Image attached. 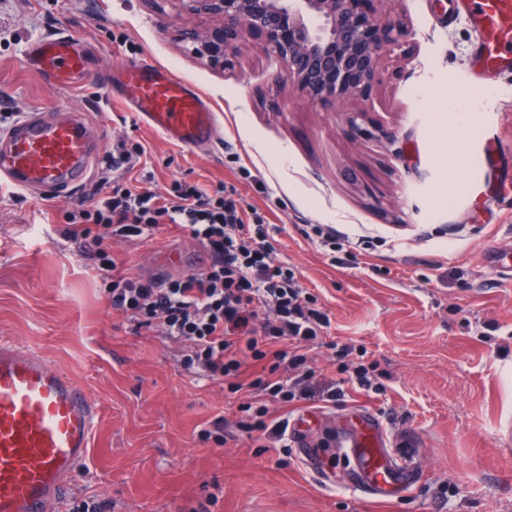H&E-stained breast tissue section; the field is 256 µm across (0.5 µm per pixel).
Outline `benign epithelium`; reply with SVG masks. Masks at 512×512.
Segmentation results:
<instances>
[{
	"instance_id": "obj_1",
	"label": "benign epithelium",
	"mask_w": 512,
	"mask_h": 512,
	"mask_svg": "<svg viewBox=\"0 0 512 512\" xmlns=\"http://www.w3.org/2000/svg\"><path fill=\"white\" fill-rule=\"evenodd\" d=\"M182 11L210 21L179 41L222 71L252 37L288 69V78L317 103L369 97L382 54L408 36L404 22L366 9L371 0H177Z\"/></svg>"
}]
</instances>
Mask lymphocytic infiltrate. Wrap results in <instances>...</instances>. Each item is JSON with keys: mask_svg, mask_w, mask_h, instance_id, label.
Returning <instances> with one entry per match:
<instances>
[{"mask_svg": "<svg viewBox=\"0 0 512 512\" xmlns=\"http://www.w3.org/2000/svg\"><path fill=\"white\" fill-rule=\"evenodd\" d=\"M145 153L117 142L106 158L110 191L93 190L65 213L63 233L91 245L113 309L137 327L162 328L180 344L186 368L249 396L238 426L257 443L286 434L287 419L274 418L272 407L317 396L333 404L350 386L379 392L374 365L352 361L353 346L328 341L327 311L294 267L275 260L265 215L223 183L176 181L162 195L137 185L131 174ZM164 225L202 244L211 263L160 284L113 252V241L146 239ZM321 342L342 365L340 379L317 393L310 349Z\"/></svg>", "mask_w": 512, "mask_h": 512, "instance_id": "f902f5d3", "label": "lymphocytic infiltrate"}]
</instances>
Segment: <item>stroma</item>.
I'll return each mask as SVG.
<instances>
[{
    "label": "stroma",
    "instance_id": "obj_1",
    "mask_svg": "<svg viewBox=\"0 0 512 512\" xmlns=\"http://www.w3.org/2000/svg\"><path fill=\"white\" fill-rule=\"evenodd\" d=\"M411 34L380 61L368 100L324 107L282 80L281 61L258 38L216 71L176 39L197 21L173 0H0V130L32 110L88 114L100 143L91 184L110 189L103 158L123 139L150 155L151 188L199 179L235 186L274 225L277 260L300 272L331 318L338 343L366 348L382 394L300 401L292 419L320 416L312 442H328L351 412L378 413L389 451L419 469L415 490L367 501L341 473L324 485L296 453L258 448L235 427L238 396L185 370L179 344L113 310L81 241L63 234L64 205L0 185V340L71 373L99 410L89 457L68 508L90 497L101 512H512V273L491 264L512 253V190L485 181L475 152L493 130L501 171L512 170V74L475 91L477 33L443 0H376ZM65 32L92 49L97 71L148 60L195 84L210 101L219 138L177 147L142 126L111 91L49 87L24 62L28 44ZM469 122L451 134L452 98ZM360 113L359 133L346 123ZM326 224L373 248L331 260L302 228ZM134 273L154 277L178 256L175 278L196 271L201 246L182 232L116 241ZM225 420L224 445L200 431Z\"/></svg>",
    "mask_w": 512,
    "mask_h": 512
}]
</instances>
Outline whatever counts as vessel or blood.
I'll use <instances>...</instances> for the list:
<instances>
[{"instance_id":"1","label":"vessel or blood","mask_w":512,"mask_h":512,"mask_svg":"<svg viewBox=\"0 0 512 512\" xmlns=\"http://www.w3.org/2000/svg\"><path fill=\"white\" fill-rule=\"evenodd\" d=\"M450 8L481 34L470 60L479 85L493 86L512 73V0H452ZM25 61L59 89L113 82L111 73L91 70L80 40L65 33L30 44ZM119 84L121 102L171 143L194 147L216 139L218 122L208 100L170 69L141 61L125 68ZM97 158L77 112H28L0 134V181L56 199L88 181ZM97 423V407L75 378L37 352L1 340L0 512H61ZM311 423V416L298 418L291 442L317 473L322 461L307 440ZM383 428L372 409L356 408L336 453L350 489L381 501L390 498L391 487L407 490L418 481L413 468L389 461Z\"/></svg>"}]
</instances>
